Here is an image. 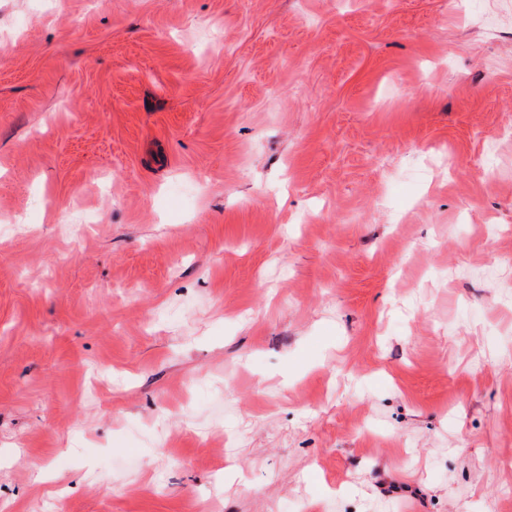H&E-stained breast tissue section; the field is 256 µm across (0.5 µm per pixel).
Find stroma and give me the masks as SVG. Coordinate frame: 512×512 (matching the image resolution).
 Segmentation results:
<instances>
[{
  "label": "stroma",
  "mask_w": 512,
  "mask_h": 512,
  "mask_svg": "<svg viewBox=\"0 0 512 512\" xmlns=\"http://www.w3.org/2000/svg\"><path fill=\"white\" fill-rule=\"evenodd\" d=\"M461 8L0 0V512H512V0Z\"/></svg>",
  "instance_id": "stroma-1"
}]
</instances>
